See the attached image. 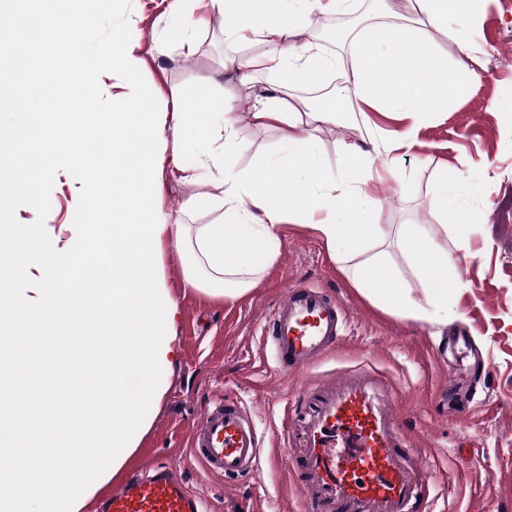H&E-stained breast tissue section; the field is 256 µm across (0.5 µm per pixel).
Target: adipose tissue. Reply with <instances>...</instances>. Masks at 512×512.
<instances>
[{"instance_id":"obj_1","label":"adipose tissue","mask_w":512,"mask_h":512,"mask_svg":"<svg viewBox=\"0 0 512 512\" xmlns=\"http://www.w3.org/2000/svg\"><path fill=\"white\" fill-rule=\"evenodd\" d=\"M487 0H401L398 21L384 25L380 35L360 30L354 37V52L345 70L347 102L350 108L375 107L405 113L408 126L382 139L384 155L410 149L416 143L423 116L447 111L463 94L475 76L467 63L442 61L429 46L425 27L442 28L452 38L476 26ZM351 0H172L171 11L187 16L191 33L179 34L183 55H192L194 31L207 28L212 13L230 14L233 35L240 41L267 45L263 55L226 65V72L248 81L255 72L276 74L283 85L309 82L335 65L334 59L297 46L293 39L297 18L316 10L346 12ZM145 68L137 38V23L129 21L123 42L115 48L99 47L85 87L92 99L112 95L121 100L116 128L148 125L149 142L132 143L117 137L112 144L110 183L93 192L77 194L74 213H86L97 206V220L76 224L69 240L52 233L45 220L47 203L37 200L36 221L23 239L25 274L29 280L16 301L0 310L13 321L39 322L56 317L61 338L29 337L40 363L59 365V344H75L70 321L84 308V291L61 289L73 268L90 253L103 254L110 266L120 268L104 296L112 305V323L99 333L100 342L110 344L112 383L121 385L130 367L141 371L139 402L113 410V419L139 421L140 409L159 403L165 390L153 375L157 366L170 364L174 354L170 329L177 306L163 289L146 291L142 284L160 276L155 262L166 240L187 248L195 265L188 272L189 283L202 291L235 301L255 286L279 253L278 228L284 222L310 228L323 242L339 271L354 288L382 311L421 322L432 321L435 313L448 309V290L456 285L457 266L444 246L425 239L415 224L399 225L396 231L400 252L414 263L420 278L419 293L404 288L396 267L383 244L380 225L369 223L379 200L367 188L368 155L357 145L344 143L340 150L346 165L338 180L327 179L319 166L315 143L300 137L301 113L278 97L260 98L251 109L255 126L273 127L280 133L286 154L263 169L234 177L214 178V202L222 208L214 224H185L171 219L163 210L158 194L147 193L146 183L158 182L167 147L181 148L185 137L198 143L222 142L225 150L241 148L237 115L228 104L215 101V117L187 127L179 108L153 112L133 78ZM297 159L299 169L288 167ZM461 175H440L434 197L441 214L452 215L461 236L460 250H468L466 237L471 224L487 222L459 201ZM137 209L144 223L127 224L128 209ZM122 449L101 447L103 465L94 483H87L82 470L59 472L29 461L22 453L14 467L0 471V494L12 499L36 497L50 501L51 488L68 485L77 492L68 498L64 512H86L98 487L108 482L136 448L128 435L119 437Z\"/></svg>"}]
</instances>
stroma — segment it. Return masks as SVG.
<instances>
[{"instance_id": "stroma-1", "label": "stroma", "mask_w": 512, "mask_h": 512, "mask_svg": "<svg viewBox=\"0 0 512 512\" xmlns=\"http://www.w3.org/2000/svg\"><path fill=\"white\" fill-rule=\"evenodd\" d=\"M131 2L147 63L141 79L145 96L162 91L188 116L205 115L211 97L231 103L237 112L242 149L228 156L221 143L204 148L188 140L183 144L187 160L205 150L225 157L228 171L236 173L281 157L278 130L253 126L250 117L257 96L277 86L278 77L258 71L242 83L224 72L225 59L261 55L265 45L238 43L232 18L216 14L206 29L194 32L195 54L184 57L170 38L184 20L167 14L169 0ZM382 13L381 0H356L346 13H315L299 25L295 41L346 59L352 34ZM428 40L440 58L473 57L479 77L465 102L426 116L417 144L396 154L401 189H390L385 158L373 149L376 139L406 127L400 115L368 107L333 123L305 121L303 129L319 149L326 177H337L344 168L340 143L368 152L373 175L368 188L382 202L371 223L418 224L437 241L456 238L457 231L442 228L443 217L432 201L434 185L442 171H472L460 188L461 200L475 213L489 212L490 220L473 225L470 252L455 253L461 286L449 296L447 320L426 323L386 314L347 282L323 243L299 224L280 225L276 261L254 290L232 303L191 287L186 256L165 244L161 286L179 309L173 328L177 356L156 373L165 395L158 405L142 408L147 428L129 430L137 447L124 474L154 462L169 464L208 512H304L286 463L290 407L306 388L365 371L394 388L398 418L426 463L423 479L433 489L434 512H512V0H489L465 44L435 29ZM206 76L212 83L203 99L200 80ZM212 192L207 182L180 181L172 160H165L160 193L172 216L195 200V223L217 221L219 211L206 205ZM306 284L343 302L351 330L307 371L287 374L275 362L262 327L289 286ZM459 328L472 336L491 369L483 401L462 419L448 411V358L435 343L436 335ZM109 375L108 364L91 353L67 364L54 393L58 410L84 424L78 440L90 468L97 464L103 430L112 426ZM226 396L241 400L250 412L263 448L258 469L236 479L209 474L190 450L192 427Z\"/></svg>"}]
</instances>
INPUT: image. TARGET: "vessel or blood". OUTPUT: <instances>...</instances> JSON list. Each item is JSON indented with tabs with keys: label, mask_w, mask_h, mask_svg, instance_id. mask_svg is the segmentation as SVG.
Here are the masks:
<instances>
[{
	"label": "vessel or blood",
	"mask_w": 512,
	"mask_h": 512,
	"mask_svg": "<svg viewBox=\"0 0 512 512\" xmlns=\"http://www.w3.org/2000/svg\"><path fill=\"white\" fill-rule=\"evenodd\" d=\"M350 318L323 289L289 287L267 325L283 370L303 372L345 336ZM298 448L288 470L304 493L306 512H428L422 463L403 430L388 386L375 375L345 374L322 383L291 411ZM194 455L206 470L234 478L261 457L252 416L237 400L208 407L192 430ZM170 466L132 474L101 499L97 512H203Z\"/></svg>",
	"instance_id": "b4317fda"
}]
</instances>
